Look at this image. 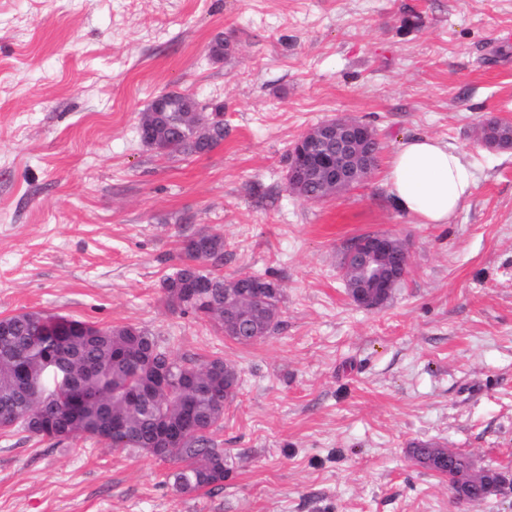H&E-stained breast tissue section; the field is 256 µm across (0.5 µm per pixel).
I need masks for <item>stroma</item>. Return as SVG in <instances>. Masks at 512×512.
I'll return each mask as SVG.
<instances>
[{"label": "stroma", "instance_id": "1", "mask_svg": "<svg viewBox=\"0 0 512 512\" xmlns=\"http://www.w3.org/2000/svg\"><path fill=\"white\" fill-rule=\"evenodd\" d=\"M220 33L234 52L217 60ZM167 92L222 106L223 143L145 146ZM509 117L512 0H0V317L134 324L240 374L223 487L177 492V463L133 448L0 432V512H512V491L457 506L410 454L512 470V148L478 136ZM339 118L376 131L377 165L303 200L289 151ZM414 134L474 167L453 223L393 205L387 162ZM200 229L223 234L225 279L278 281L275 334L240 344L167 306ZM377 232L408 243L409 273L364 310L339 261Z\"/></svg>", "mask_w": 512, "mask_h": 512}]
</instances>
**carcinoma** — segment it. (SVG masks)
<instances>
[{
    "label": "carcinoma",
    "mask_w": 512,
    "mask_h": 512,
    "mask_svg": "<svg viewBox=\"0 0 512 512\" xmlns=\"http://www.w3.org/2000/svg\"><path fill=\"white\" fill-rule=\"evenodd\" d=\"M197 100L177 92L157 96L151 131L140 134L153 148L171 145L169 155L191 157L208 153L224 142V123L213 113L209 139H195L184 123ZM512 129L489 121L483 135L509 140ZM224 236L199 230L183 240L181 263L166 276L160 288L169 308L206 321L224 336L242 344L263 339L280 325L281 290L234 328L226 325L224 310L235 309L225 299ZM54 354L66 362L61 376L80 380L82 390L94 397L80 406L62 382L39 383L45 358ZM239 386L235 367L221 358L198 363L176 357L149 330L135 325L98 327L60 314L26 311L0 318V429H21L32 437L59 445L84 439L111 448H135L162 460H175L173 486L192 493L224 485V449L214 438L224 419V405ZM143 395L129 402L130 392ZM190 419L181 436L170 439L162 429ZM433 444L419 442L410 448L422 466L454 484L448 464L430 452Z\"/></svg>",
    "instance_id": "carcinoma-1"
}]
</instances>
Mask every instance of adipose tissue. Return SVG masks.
Listing matches in <instances>:
<instances>
[{
    "mask_svg": "<svg viewBox=\"0 0 512 512\" xmlns=\"http://www.w3.org/2000/svg\"><path fill=\"white\" fill-rule=\"evenodd\" d=\"M386 181L397 209L417 224L451 223L477 187L473 169L460 152L422 134L400 143Z\"/></svg>",
    "mask_w": 512,
    "mask_h": 512,
    "instance_id": "adipose-tissue-1",
    "label": "adipose tissue"
}]
</instances>
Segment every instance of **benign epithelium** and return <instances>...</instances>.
Instances as JSON below:
<instances>
[{"label":"benign epithelium","mask_w":512,"mask_h":512,"mask_svg":"<svg viewBox=\"0 0 512 512\" xmlns=\"http://www.w3.org/2000/svg\"><path fill=\"white\" fill-rule=\"evenodd\" d=\"M375 141L372 128L357 120L318 124L290 150L288 186L297 185L316 172L323 176L324 188L330 194L345 189L375 167ZM409 260L407 244L391 234L372 233L357 238L342 258L344 266L357 276L352 301L366 310L382 306L403 280ZM437 454L448 462V469L459 474L460 483L478 486L485 482L484 471L457 468L458 454L453 450L439 448Z\"/></svg>","instance_id":"benign-epithelium-1"}]
</instances>
